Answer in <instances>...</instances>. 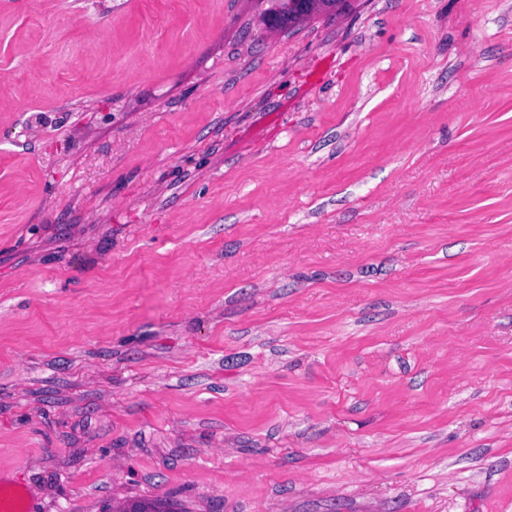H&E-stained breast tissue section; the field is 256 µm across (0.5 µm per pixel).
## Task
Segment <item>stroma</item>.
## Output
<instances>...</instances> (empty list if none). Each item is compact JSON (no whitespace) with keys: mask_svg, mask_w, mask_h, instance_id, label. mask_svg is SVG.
<instances>
[{"mask_svg":"<svg viewBox=\"0 0 512 512\" xmlns=\"http://www.w3.org/2000/svg\"><path fill=\"white\" fill-rule=\"evenodd\" d=\"M0 0V478L33 512H512V0ZM262 2L268 5L263 12L267 25L289 30L300 19L312 13L336 9L337 5L346 4L348 0H263Z\"/></svg>","mask_w":512,"mask_h":512,"instance_id":"35a3bbf8","label":"stroma"}]
</instances>
